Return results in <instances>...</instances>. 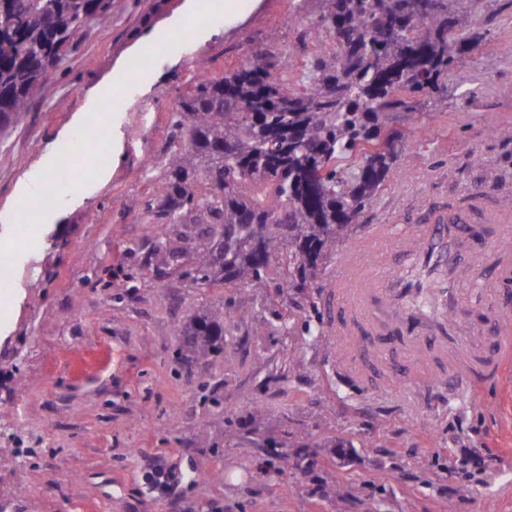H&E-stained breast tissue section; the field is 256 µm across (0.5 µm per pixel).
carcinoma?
<instances>
[{"label": "carcinoma", "mask_w": 512, "mask_h": 512, "mask_svg": "<svg viewBox=\"0 0 512 512\" xmlns=\"http://www.w3.org/2000/svg\"><path fill=\"white\" fill-rule=\"evenodd\" d=\"M472 0H321L315 24L334 40L310 61L304 89L284 83L270 54L256 49L224 75L198 66L174 113L179 131L164 159L160 199L139 208L160 227L126 283L177 274L184 288L240 294L267 283L277 295L306 294L319 313L318 279L350 243L358 220L394 178L405 138L400 112L428 98L448 109V74L462 68L478 38L454 34ZM113 0H0V136L17 125L49 72L63 64L85 25ZM289 308L273 311L279 328ZM230 320L264 323L227 307L209 309L179 329L185 356L224 350Z\"/></svg>", "instance_id": "1"}]
</instances>
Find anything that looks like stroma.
<instances>
[{
  "mask_svg": "<svg viewBox=\"0 0 512 512\" xmlns=\"http://www.w3.org/2000/svg\"><path fill=\"white\" fill-rule=\"evenodd\" d=\"M188 13L187 0H120L84 28L0 140V237L11 242L16 290L0 303V448L27 453L23 464L0 467V504L9 512H512V373L477 398L408 408L336 379L325 333L243 323L209 361L179 356L178 329L198 310L229 302L267 320L274 288L203 292L148 275L116 292L134 264L128 245L152 240L137 207L162 192L173 115L197 63L220 75L263 48L294 89L298 62L333 46L310 25L316 0H242L234 16L206 17L182 52L146 65L122 96L99 95L149 34L182 36ZM459 25L480 33V44L449 77L447 110L418 104L415 130L397 146L399 174L361 224H419L429 208L473 190L497 203L512 197V141L493 134L512 127V0H473ZM81 112L120 142L118 162L105 180L77 188L79 203L44 206L32 226L10 223L17 186L52 167L60 132ZM256 403L263 426L288 437L309 471H278L275 449L205 430L221 408L246 431ZM312 430L328 447L307 439ZM452 448L499 462L477 485L453 472ZM155 455L173 472L169 490L155 486L147 466ZM215 471L221 480H211Z\"/></svg>",
  "mask_w": 512,
  "mask_h": 512,
  "instance_id": "obj_1",
  "label": "stroma"
}]
</instances>
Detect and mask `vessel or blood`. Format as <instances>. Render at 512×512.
<instances>
[{"label":"vessel or blood","mask_w":512,"mask_h":512,"mask_svg":"<svg viewBox=\"0 0 512 512\" xmlns=\"http://www.w3.org/2000/svg\"><path fill=\"white\" fill-rule=\"evenodd\" d=\"M476 229H468L471 215ZM480 236L483 249L472 247ZM512 213L471 192L433 208L423 223L367 225L342 255L323 305L336 349L337 379L379 400L420 406L434 394H480L512 371V333L471 323L464 270L479 274L480 306L499 309V287L512 281ZM469 319L466 327L458 319Z\"/></svg>","instance_id":"vessel-or-blood-1"}]
</instances>
